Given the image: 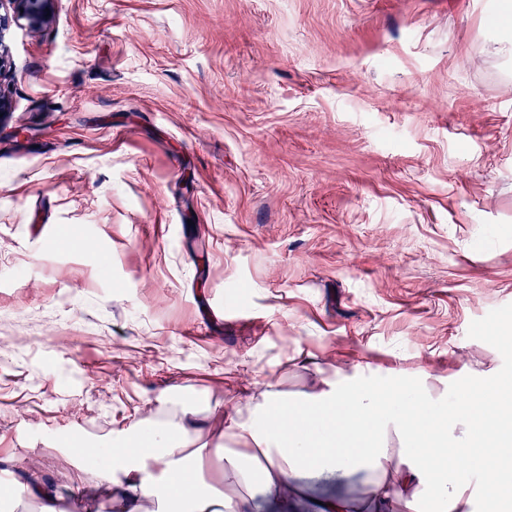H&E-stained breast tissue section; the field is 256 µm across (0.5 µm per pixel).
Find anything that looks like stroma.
I'll return each mask as SVG.
<instances>
[{
  "mask_svg": "<svg viewBox=\"0 0 512 512\" xmlns=\"http://www.w3.org/2000/svg\"><path fill=\"white\" fill-rule=\"evenodd\" d=\"M502 0H53L0 91V485L70 437L335 372L512 383ZM23 136L12 137L14 128ZM360 502L364 473L309 474Z\"/></svg>",
  "mask_w": 512,
  "mask_h": 512,
  "instance_id": "obj_1",
  "label": "stroma"
}]
</instances>
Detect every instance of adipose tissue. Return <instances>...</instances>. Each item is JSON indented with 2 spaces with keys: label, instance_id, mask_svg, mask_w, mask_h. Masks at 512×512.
Segmentation results:
<instances>
[{
  "label": "adipose tissue",
  "instance_id": "obj_1",
  "mask_svg": "<svg viewBox=\"0 0 512 512\" xmlns=\"http://www.w3.org/2000/svg\"><path fill=\"white\" fill-rule=\"evenodd\" d=\"M470 403L435 402L423 383L399 374L385 381L337 376L314 394L290 396L267 384L235 412L219 411L224 448H189L203 427L132 425L112 437L103 477L113 512H248L243 487L292 505L307 500L305 472H365L372 512H413L430 486L437 512H472L459 467L476 441L494 453L491 502L512 503V390L495 373L469 387ZM399 441L390 456L388 433ZM207 476L201 489L199 476Z\"/></svg>",
  "mask_w": 512,
  "mask_h": 512
}]
</instances>
